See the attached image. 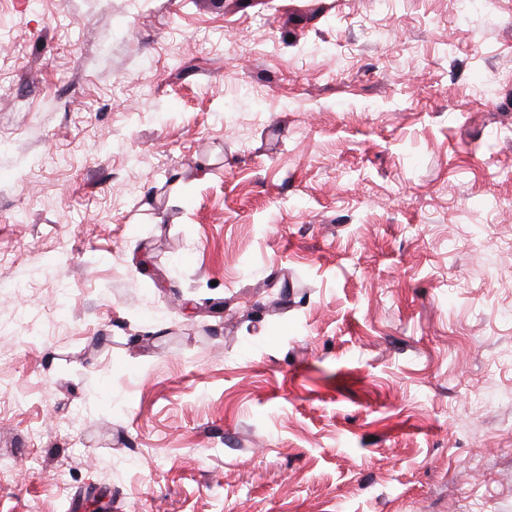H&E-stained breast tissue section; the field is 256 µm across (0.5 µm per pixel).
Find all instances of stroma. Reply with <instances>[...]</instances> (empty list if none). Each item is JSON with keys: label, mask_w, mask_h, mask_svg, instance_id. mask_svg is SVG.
Instances as JSON below:
<instances>
[{"label": "stroma", "mask_w": 512, "mask_h": 512, "mask_svg": "<svg viewBox=\"0 0 512 512\" xmlns=\"http://www.w3.org/2000/svg\"><path fill=\"white\" fill-rule=\"evenodd\" d=\"M512 512V0H0V512Z\"/></svg>", "instance_id": "stroma-1"}]
</instances>
